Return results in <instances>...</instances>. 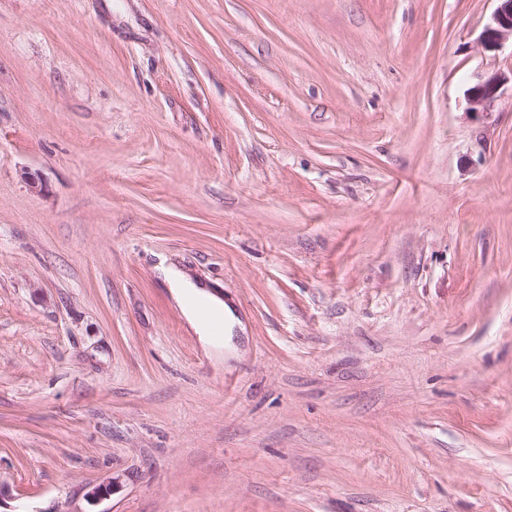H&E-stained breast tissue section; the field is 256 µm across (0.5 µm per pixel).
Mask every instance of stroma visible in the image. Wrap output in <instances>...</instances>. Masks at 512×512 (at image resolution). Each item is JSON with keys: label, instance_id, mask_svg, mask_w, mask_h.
<instances>
[{"label": "stroma", "instance_id": "obj_1", "mask_svg": "<svg viewBox=\"0 0 512 512\" xmlns=\"http://www.w3.org/2000/svg\"><path fill=\"white\" fill-rule=\"evenodd\" d=\"M495 7L0 0V512H512ZM510 80L512 87V70L510 77L504 72H494L474 83L467 90V100L471 114L488 119L491 108L500 96L501 88ZM160 274L164 280L169 284L172 293L175 295L177 301L182 306V312L187 320L195 327L197 332L201 333V336L208 332V326L206 323L201 321L198 317L195 303L203 304L214 311L222 314L223 326L225 320V314L227 317H231V311L224 302L219 298L209 293L200 284L193 282L183 271L174 267H162L159 269ZM193 300L195 303H191Z\"/></svg>", "mask_w": 512, "mask_h": 512}]
</instances>
